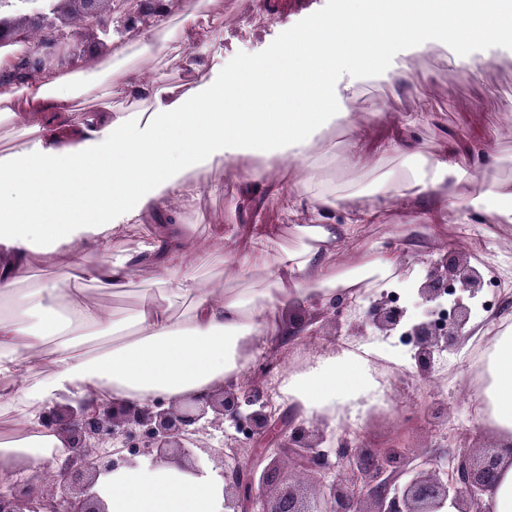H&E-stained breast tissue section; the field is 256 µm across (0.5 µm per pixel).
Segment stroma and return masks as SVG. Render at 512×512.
<instances>
[{"label": "stroma", "instance_id": "obj_1", "mask_svg": "<svg viewBox=\"0 0 512 512\" xmlns=\"http://www.w3.org/2000/svg\"><path fill=\"white\" fill-rule=\"evenodd\" d=\"M201 20L190 38V51L204 53L214 64L231 70L248 59L264 58L279 50L293 32L306 28L316 19L335 14L342 0H199ZM220 28L224 39L212 43L210 31ZM489 61L479 75H468L463 67L450 64L448 52L436 48L428 54L411 57L410 79L394 86L384 81L363 83L351 104L355 116H362L379 101H386L383 122L348 128L329 126L306 160L326 176L338 179L350 191L378 187L384 171L408 166L406 156L384 152L383 147L396 135L422 145L433 153L455 143L464 152V164L472 159L466 154L470 144L484 139L498 158L486 171L487 178L512 177V51L492 48ZM361 139L372 157V164L360 171L341 167L345 146ZM290 176L282 170L264 172L260 181L245 185L236 169H228L224 185L218 189L193 187L195 200L186 206L170 202L167 209L149 215L143 224L132 226L117 246L135 249L148 227L169 222L187 225L195 248L193 256L200 278L222 284L232 291L261 288L263 272L237 275L225 260L224 234H231L237 249L249 246L248 228L254 224H273L279 229L281 246L294 250L302 245L295 227L310 223L303 210L288 201ZM457 230V214L445 212L430 220H422L419 210L390 204L382 223L363 227L355 243L356 250L371 245L412 254L414 244H422L423 253L435 258L448 248V240ZM160 270L137 265L132 267L122 293L98 292L89 282L79 283L85 301L128 315L137 306L142 293L158 288ZM392 354L405 364L401 372V403L398 410L373 407L362 419L361 438L372 448L398 445L410 453L447 455L448 444L442 437L444 428L455 425L461 438L476 448L494 446V437L478 432L471 406L462 392L468 389L463 370L464 353L448 355L436 367L435 379L444 391H434L416 371L412 344L401 336L387 337Z\"/></svg>", "mask_w": 512, "mask_h": 512}]
</instances>
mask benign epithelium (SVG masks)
<instances>
[{"label":"benign epithelium","mask_w":512,"mask_h":512,"mask_svg":"<svg viewBox=\"0 0 512 512\" xmlns=\"http://www.w3.org/2000/svg\"><path fill=\"white\" fill-rule=\"evenodd\" d=\"M118 0H0V40L24 42L39 54L36 63L61 64L75 43L114 22L126 23ZM414 305L423 308L407 321L408 306L395 292L382 293L359 306L344 296L315 307L330 316L336 329L350 319L358 335L390 336L401 330L414 347L422 377L435 372L437 355L457 348L472 318L471 300L488 285L467 257L448 250L424 261ZM278 362L248 372L238 385H227L175 403L155 400L142 406L81 402L56 405L42 423L61 432L70 455L59 470L56 487L29 482L0 486V512H108L96 491L100 476L136 462L139 457L175 460L197 469L192 448L203 438L218 440L208 449L224 483V512H438L448 498L459 512H488L483 494L497 481L512 448H463L443 458L421 460L399 447L367 448L344 432L336 461L322 448L324 436L297 424L272 407L259 377ZM268 447L243 462L237 448L254 440ZM292 462V468L284 466ZM304 477L323 481L325 491L302 484Z\"/></svg>","instance_id":"1"}]
</instances>
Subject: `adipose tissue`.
<instances>
[{
    "label": "adipose tissue",
    "mask_w": 512,
    "mask_h": 512,
    "mask_svg": "<svg viewBox=\"0 0 512 512\" xmlns=\"http://www.w3.org/2000/svg\"><path fill=\"white\" fill-rule=\"evenodd\" d=\"M199 21L197 5L176 18L159 15L133 43H115L100 69L40 72L20 80L14 54L0 53V120L21 117V139L0 153V408L18 410L22 436L0 441V483L26 477L32 451L55 465L69 452L42 413L83 400L143 404L176 402L243 381L257 344L278 347L288 334L282 314L312 300L351 293L355 301L414 279L409 257L375 248L361 273L336 269L325 244L355 238L376 223L389 195L426 212L454 208L463 216L512 223V178L490 183L481 166L466 167L455 149L426 155L411 140L389 149L411 159L405 173L384 175L382 190L344 192L305 166L307 152L329 124L350 125L349 101L360 82H405L406 57L448 47L454 64L479 73L484 45L512 48V0H345L330 18L288 40L285 49L231 71H208L205 56L185 51ZM179 58L196 84L186 92L149 78L140 65ZM120 84L133 109L85 110L80 98L108 95ZM292 168V203L312 223L300 225L302 248L277 245L268 225L252 229L250 250L235 256L241 274L261 268L270 282L252 295L202 285L187 257L191 238L178 224L147 235L139 252L113 243L149 212L162 210L187 174L201 182L240 158ZM55 265L53 276L26 296L16 284L32 253ZM153 257L162 286L141 296L128 316L85 303L74 284L104 293L123 289L128 266ZM182 301L181 313L172 310ZM464 349L485 346L477 365L483 386L477 424L512 446V313L473 318ZM86 335H108L109 349L83 350ZM380 337L353 339L285 372L281 393L300 419L335 426L364 415L386 394L372 377L373 358H389ZM222 482L208 467L188 473L170 462H137L101 477L109 512H220Z\"/></svg>",
    "instance_id": "obj_1"
}]
</instances>
